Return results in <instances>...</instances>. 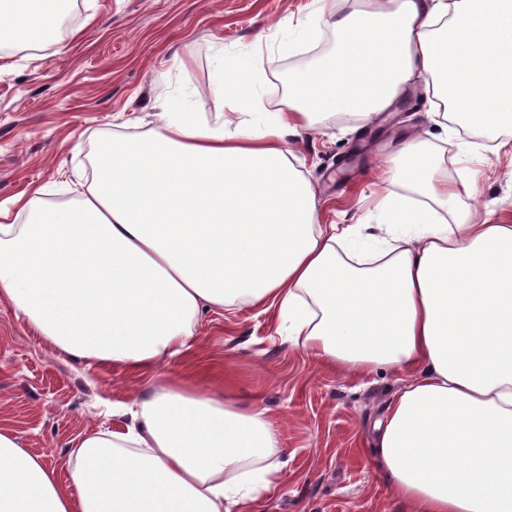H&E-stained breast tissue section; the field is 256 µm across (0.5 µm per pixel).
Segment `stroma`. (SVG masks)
Listing matches in <instances>:
<instances>
[{
  "instance_id": "stroma-1",
  "label": "stroma",
  "mask_w": 512,
  "mask_h": 512,
  "mask_svg": "<svg viewBox=\"0 0 512 512\" xmlns=\"http://www.w3.org/2000/svg\"><path fill=\"white\" fill-rule=\"evenodd\" d=\"M312 0H75L76 27L39 47H16L0 62V205L47 186L50 200L70 195L61 184L90 173L99 140L112 131L148 134L156 104L171 98L215 118L212 86L219 53H261L268 96L284 102V72L315 67L336 51L330 33L291 53L278 48L279 20L297 24ZM435 100L419 89L376 121L359 124L326 112L293 141L296 166L315 187L321 224H377L384 194L413 195L412 184L377 179L396 142L430 127ZM441 174L469 170L476 196H460L449 215L512 224V130L472 126L427 137ZM275 310L248 305L201 314L190 350L163 357L162 372L181 377L217 361L245 404H257L282 430L288 463L276 497L249 512H407L389 490L370 448L374 426L401 389L384 369L358 378L320 366L279 335ZM146 376L77 363L44 342L24 318L0 303V426L40 456L60 481L80 439L129 419L111 406L144 397Z\"/></svg>"
}]
</instances>
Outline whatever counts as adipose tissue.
I'll list each match as a JSON object with an SVG mask.
<instances>
[{"instance_id":"adipose-tissue-1","label":"adipose tissue","mask_w":512,"mask_h":512,"mask_svg":"<svg viewBox=\"0 0 512 512\" xmlns=\"http://www.w3.org/2000/svg\"><path fill=\"white\" fill-rule=\"evenodd\" d=\"M288 50L332 28L336 52L288 75L270 109L260 56L216 73L210 122L170 102L149 135H112L72 204L37 187L0 206V302L89 366L151 374L125 431L84 435L69 483L0 428V512H241L280 482L281 430L257 405L157 373L190 349L205 309H276L292 344L354 376L408 374L374 454L409 512H512V224L443 223L447 180L410 137L381 224L314 223L289 136L336 110L370 121L425 83L475 127H512V0H386L319 13Z\"/></svg>"}]
</instances>
